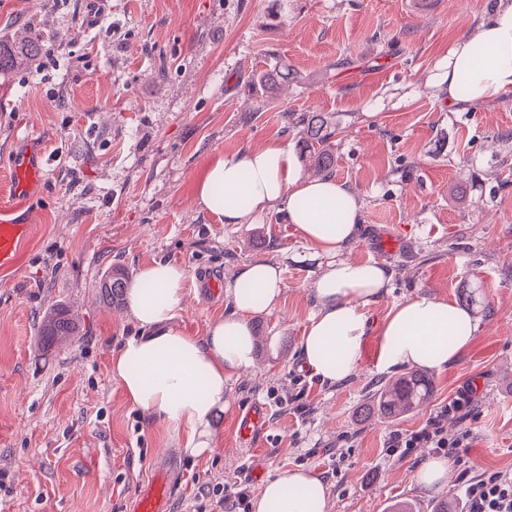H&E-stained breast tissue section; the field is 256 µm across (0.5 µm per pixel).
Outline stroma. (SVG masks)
Returning <instances> with one entry per match:
<instances>
[{
    "instance_id": "stroma-1",
    "label": "stroma",
    "mask_w": 512,
    "mask_h": 512,
    "mask_svg": "<svg viewBox=\"0 0 512 512\" xmlns=\"http://www.w3.org/2000/svg\"><path fill=\"white\" fill-rule=\"evenodd\" d=\"M497 3L441 0L436 14L414 16L403 0H0V44L44 48L0 72V194L27 136L51 157L24 206L31 235L16 267L0 270V512H129L161 468L174 481L170 512H221V488L255 497L296 467L326 483L328 512H387L402 500L432 512L440 496L461 506L456 468L439 491L418 488L435 450L402 459L387 442L470 384L469 417L445 431H468L470 475L512 472V92L451 108L435 78ZM277 61L298 79L270 91L261 76ZM290 112L335 120L332 175L363 213L342 257L391 274L367 310L359 368L334 384L300 356L322 257L284 212L224 224L195 200L213 157L272 141L292 176L314 177ZM158 259L187 272L176 324L193 336L230 311L239 266L266 260L282 273L279 309L250 318L258 370L228 380L206 457L185 455L178 433L132 408L109 374L113 351L139 329L101 282ZM469 288L478 336L432 373L431 399L393 420L368 411L401 373L378 359L390 308L418 293L454 303ZM58 310L78 334L49 347L40 323ZM252 408L261 416L243 440Z\"/></svg>"
}]
</instances>
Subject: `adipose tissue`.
Listing matches in <instances>:
<instances>
[{
  "label": "adipose tissue",
  "instance_id": "ef3b65f1",
  "mask_svg": "<svg viewBox=\"0 0 512 512\" xmlns=\"http://www.w3.org/2000/svg\"><path fill=\"white\" fill-rule=\"evenodd\" d=\"M448 100L462 105L488 102L512 90V0H499L476 34L457 40L440 74ZM204 210L224 224H248L274 210L284 211L302 237L324 257L313 288L317 311L301 342L304 364L322 381L336 383L359 366L367 334V309L385 293L390 275L376 264L341 259L357 238L362 206L332 178L292 177L288 152L279 143L242 154L215 156L196 182ZM246 205H239V196ZM345 204L337 216L333 200ZM182 266L155 260L142 266L126 292L127 311L141 329L113 352L110 375L127 401L149 419L184 435L183 450L211 453V419L223 410L228 379L257 370L251 315L278 306L283 284L276 264L244 265L228 290L232 310L212 322L204 335L190 336L175 323L184 307ZM470 313L447 300L418 294L395 304L379 329L380 360L442 371L476 338ZM328 488L309 470L277 473L265 481L253 512H327Z\"/></svg>",
  "mask_w": 512,
  "mask_h": 512
}]
</instances>
